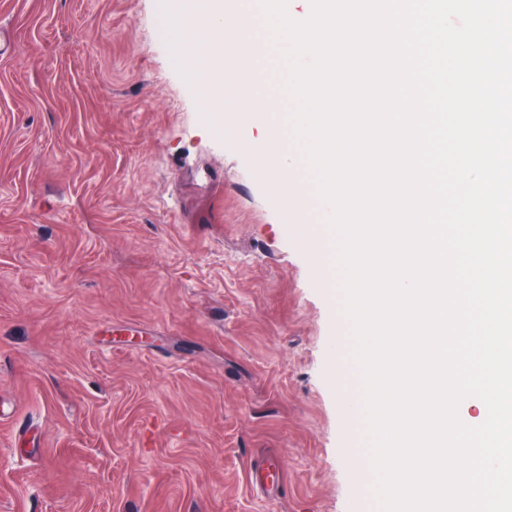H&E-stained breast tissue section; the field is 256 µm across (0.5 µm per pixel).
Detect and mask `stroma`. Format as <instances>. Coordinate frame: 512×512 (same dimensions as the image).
Instances as JSON below:
<instances>
[{"instance_id": "obj_1", "label": "stroma", "mask_w": 512, "mask_h": 512, "mask_svg": "<svg viewBox=\"0 0 512 512\" xmlns=\"http://www.w3.org/2000/svg\"><path fill=\"white\" fill-rule=\"evenodd\" d=\"M162 14L0 0V512H374L331 234L283 224Z\"/></svg>"}]
</instances>
